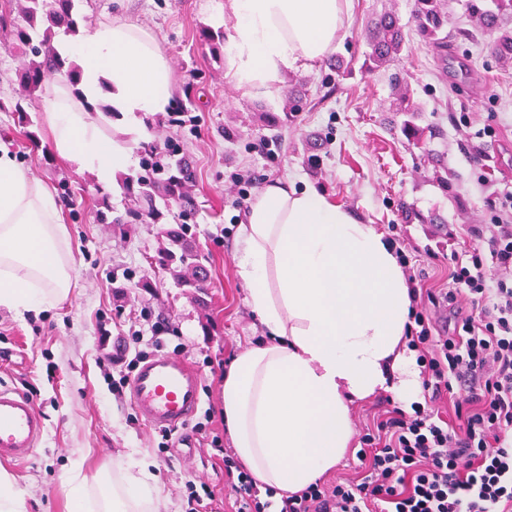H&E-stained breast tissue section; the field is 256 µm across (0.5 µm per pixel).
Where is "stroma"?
<instances>
[{"mask_svg": "<svg viewBox=\"0 0 512 512\" xmlns=\"http://www.w3.org/2000/svg\"><path fill=\"white\" fill-rule=\"evenodd\" d=\"M224 0H77L83 25L124 18L157 34L168 56L173 95L192 86L197 105L182 122L155 126L157 140L177 141L197 174L199 203L196 243L208 260L212 284L195 302L154 257L162 244L154 224H129L117 231L96 221L100 201L124 211L117 184L73 170L49 150L43 122V93L27 96L15 72L24 57L0 29V142L53 190L72 188L62 201L72 252L68 300L39 314L18 317L0 309V384L32 398L48 434L26 462L8 465L25 491L29 512H73L60 487L72 462L86 475L119 471L129 452L151 463L161 498L170 512H185L187 480L205 483L215 494L213 512H232V476L224 469L231 442L224 429L221 397L228 361L256 342L261 328L251 313L233 261L237 227L250 199L268 182L283 179L326 192L332 200L374 225L388 238L413 249L410 262L428 288L448 284L447 253L475 241L474 225L490 221L501 195L512 193V63H500L487 46L452 44L451 54L470 63L467 75L453 77L416 35H409L399 64L407 71L422 107L420 125L442 134L429 151L408 145L403 120L393 110L387 71L365 72V32L381 13L408 16L411 0H353L351 16L335 56L347 73L336 76L325 64L306 74L285 75L275 99L253 96L228 82L224 46L200 44L198 31ZM306 106L286 126L269 129L255 119L254 106L281 111L297 85ZM22 103L33 125L14 110ZM234 127L233 140L224 137ZM36 140H29L27 129ZM317 153L319 165L306 160ZM448 165L452 191L433 181L437 162ZM161 333L202 380L203 405L186 432L188 444L160 447L128 395L112 388L127 371L128 356L112 353L114 342Z\"/></svg>", "mask_w": 512, "mask_h": 512, "instance_id": "obj_1", "label": "stroma"}]
</instances>
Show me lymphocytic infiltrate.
<instances>
[{
	"mask_svg": "<svg viewBox=\"0 0 512 512\" xmlns=\"http://www.w3.org/2000/svg\"><path fill=\"white\" fill-rule=\"evenodd\" d=\"M479 243L448 258L452 286L419 306L416 276L407 346L416 352L424 399L393 409L360 438L361 482L312 483L280 496L225 457L237 474L235 512H512V193L502 196ZM455 305L454 327L436 332L431 306ZM457 392V423L437 407Z\"/></svg>",
	"mask_w": 512,
	"mask_h": 512,
	"instance_id": "f902f5d3",
	"label": "lymphocytic infiltrate"
}]
</instances>
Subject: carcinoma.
I'll use <instances>...</instances> for the list:
<instances>
[{
  "mask_svg": "<svg viewBox=\"0 0 512 512\" xmlns=\"http://www.w3.org/2000/svg\"><path fill=\"white\" fill-rule=\"evenodd\" d=\"M22 22L11 29L12 43L24 48L30 59L17 71L18 83L29 95L43 91L53 76L60 77L64 84L73 87L79 79L78 66L61 58L52 39L62 29L74 32L78 27L75 0H23ZM466 13L473 18L482 33L492 36L491 51L504 61L512 62V0H466ZM410 23L424 44L436 50L440 56L448 57V39L466 42L474 38L473 32L457 28L448 33V10L445 0H412ZM369 51L364 62L365 69L379 70L401 59L406 45L405 24L394 12L378 16L368 28ZM398 88L396 111L407 119L402 124V134L420 149L428 138L436 135L432 126L417 124L418 110L413 104L407 80L394 76ZM304 92L289 91L288 106L280 114L261 111L257 119L267 127H280L292 120L294 114L303 110ZM141 171L136 174H120L117 183L125 195L130 197L132 207L123 215L108 217L100 210L96 217L121 230L126 224L160 225L162 247L157 252L155 263L173 272L180 287L194 295L206 288L199 272L206 268L205 257L195 243L192 224L197 212V201L193 193L196 179L189 160L182 155L180 145L168 140L164 143L152 141L142 145ZM178 210V223L168 222L172 209Z\"/></svg>",
  "mask_w": 512,
  "mask_h": 512,
  "instance_id": "carcinoma-1",
  "label": "carcinoma"
}]
</instances>
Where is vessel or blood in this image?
<instances>
[{"label":"vessel or blood","mask_w":512,"mask_h":512,"mask_svg":"<svg viewBox=\"0 0 512 512\" xmlns=\"http://www.w3.org/2000/svg\"><path fill=\"white\" fill-rule=\"evenodd\" d=\"M128 386L140 419L161 432L186 430L202 404L199 373L183 358L167 352L141 362ZM46 432L45 420L32 399L0 387V462L28 460Z\"/></svg>","instance_id":"vessel-or-blood-1"}]
</instances>
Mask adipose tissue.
Returning <instances> with one entry per match:
<instances>
[{"label": "adipose tissue", "instance_id": "ef3b65f1", "mask_svg": "<svg viewBox=\"0 0 512 512\" xmlns=\"http://www.w3.org/2000/svg\"><path fill=\"white\" fill-rule=\"evenodd\" d=\"M352 0H224L228 80L274 98L283 74L305 73L340 38ZM75 88L43 101L47 146L107 184L150 142L166 114L172 71L156 34L120 19L64 37ZM262 338L230 362L222 387L234 451L258 483L304 490L345 455L351 406L385 390L411 403L420 371L407 347L411 299L383 233L311 186L274 181L250 202L234 255ZM68 232L52 190L0 145V308L40 313L71 294ZM75 512H166L147 462L119 476L61 477Z\"/></svg>", "mask_w": 512, "mask_h": 512}]
</instances>
